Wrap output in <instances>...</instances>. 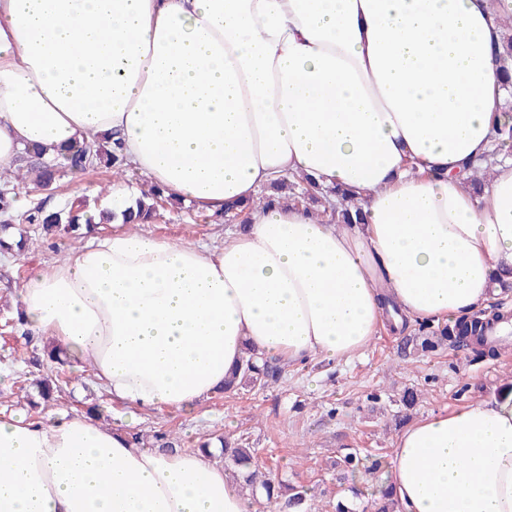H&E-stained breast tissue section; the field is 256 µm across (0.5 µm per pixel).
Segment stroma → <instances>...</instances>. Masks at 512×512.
Returning a JSON list of instances; mask_svg holds the SVG:
<instances>
[{"instance_id": "stroma-1", "label": "stroma", "mask_w": 512, "mask_h": 512, "mask_svg": "<svg viewBox=\"0 0 512 512\" xmlns=\"http://www.w3.org/2000/svg\"><path fill=\"white\" fill-rule=\"evenodd\" d=\"M143 232L170 243L218 244L225 227L204 211L186 204L164 205ZM76 245L62 233H29L21 256L0 259V419L21 413L37 420L52 413H81L98 404L101 423L154 445L158 432L170 434L186 451L202 441L224 436L247 438L256 448L259 467L278 480L308 489L311 512H334L336 500L359 489L369 500L373 479L337 482L332 463L342 449L358 448L369 458L391 459L397 440L410 424L436 412H449L478 400L498 396L512 384V351L494 357L475 354L470 347L441 349L427 355L402 357L414 326L400 332L386 329L363 353L347 362L313 358L286 366L283 380L263 390L233 396L218 393L191 413L145 411L112 402L88 367L52 364L64 383L55 401L30 409L34 391L25 378L29 359L42 354L44 343L6 327L15 318L18 292L32 269H45ZM419 399L405 408L406 389Z\"/></svg>"}]
</instances>
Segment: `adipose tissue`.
<instances>
[{"label":"adipose tissue","instance_id":"adipose-tissue-1","mask_svg":"<svg viewBox=\"0 0 512 512\" xmlns=\"http://www.w3.org/2000/svg\"><path fill=\"white\" fill-rule=\"evenodd\" d=\"M512 0H0V173L26 150L122 144L124 164L211 215L222 244L126 230L31 272L19 317L114 402L192 410L245 350L360 353L385 328L466 320L512 280V147L496 54ZM489 164L480 191L464 187ZM296 174L360 224L261 190ZM386 482L398 512H512V390L423 418ZM0 512H249L212 449L145 447L86 414L0 420ZM336 195H340L341 197L340 209L334 208L332 210L333 214L336 215L337 223L360 224L363 218L361 207L352 198H347L344 193L339 194V192H336Z\"/></svg>","mask_w":512,"mask_h":512}]
</instances>
